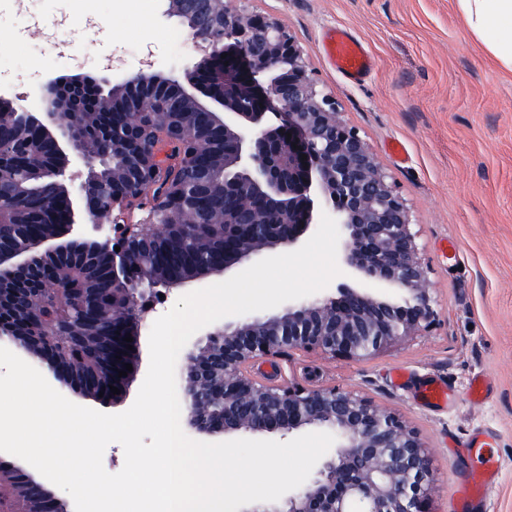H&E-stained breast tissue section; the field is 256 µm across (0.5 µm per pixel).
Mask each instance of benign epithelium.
<instances>
[{"instance_id":"7a95c632","label":"benign epithelium","mask_w":512,"mask_h":512,"mask_svg":"<svg viewBox=\"0 0 512 512\" xmlns=\"http://www.w3.org/2000/svg\"><path fill=\"white\" fill-rule=\"evenodd\" d=\"M233 0H166L205 58L184 75L139 70L96 86L97 105L73 106L75 91L49 81L34 106L7 103L0 114V212L37 204L62 225L61 234L31 232L19 246L0 237V287L46 264L80 259L103 265L112 303L124 307L112 323V396L117 407L139 365V329L162 289L188 279L146 283L133 239L155 235V216L187 204L202 206L216 189L241 217L224 225V258L208 260L197 277L228 271L265 252L300 248L325 212L337 222L336 293L298 299L281 310L232 320L187 349L193 377L213 384L209 400L224 406L215 420L197 410L200 397L184 378L185 428L209 435L290 434L326 429L335 449L310 484L280 503L241 512H426L432 469L427 446L396 414L355 391L300 384L268 385L248 365L258 357L317 352L348 361L369 359L436 324L428 267L405 199L366 142L309 69L303 51L272 18H256ZM226 58H221V55ZM109 116L103 155L85 151L80 131L90 112ZM189 142L178 158L182 177L149 195L164 175L160 144ZM205 144L224 148V183L212 180ZM307 155L301 159V155ZM119 158L123 182L102 170ZM137 211L147 216L134 222ZM120 250H115V247ZM360 279L353 288L345 281ZM88 326L99 325L100 298L81 289ZM133 341H124L126 337ZM37 358L46 380L78 396L74 375L60 371L47 335L22 336L0 320V346ZM133 349H128V346ZM132 371L125 376V359ZM13 468L37 486L48 480L26 462Z\"/></svg>"}]
</instances>
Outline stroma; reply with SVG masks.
Segmentation results:
<instances>
[{
  "label": "stroma",
  "instance_id": "1",
  "mask_svg": "<svg viewBox=\"0 0 512 512\" xmlns=\"http://www.w3.org/2000/svg\"><path fill=\"white\" fill-rule=\"evenodd\" d=\"M276 19L309 68L406 199L428 265L437 323L364 361L296 353L257 360L253 374L281 384L358 392L414 429L433 471L428 512H512V80L483 45L464 34L454 0H248ZM163 0H0V90L17 99L47 80H97L153 65L191 69L202 57ZM346 27L375 58L357 84L327 61L321 36ZM402 144L404 158L388 147ZM211 274L167 291L145 320L133 404L149 366L154 318L191 291L221 282ZM455 394L448 406L424 398L431 384ZM488 435L499 470L482 499L458 489L481 458L465 441Z\"/></svg>",
  "mask_w": 512,
  "mask_h": 512
}]
</instances>
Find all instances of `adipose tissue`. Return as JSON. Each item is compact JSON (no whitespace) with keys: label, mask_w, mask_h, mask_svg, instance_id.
I'll use <instances>...</instances> for the list:
<instances>
[{"label":"adipose tissue","mask_w":512,"mask_h":512,"mask_svg":"<svg viewBox=\"0 0 512 512\" xmlns=\"http://www.w3.org/2000/svg\"><path fill=\"white\" fill-rule=\"evenodd\" d=\"M455 6L467 32L512 77V0H455Z\"/></svg>","instance_id":"obj_1"}]
</instances>
